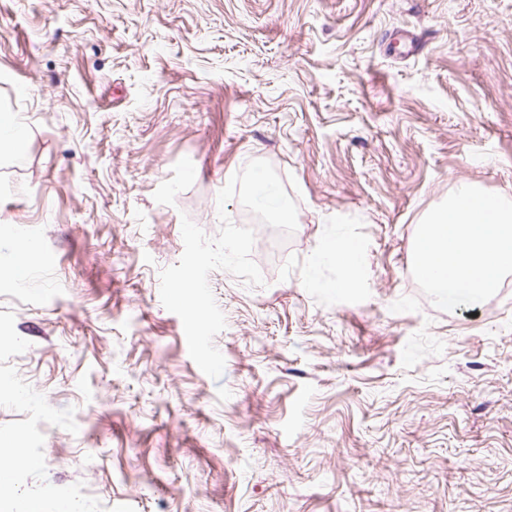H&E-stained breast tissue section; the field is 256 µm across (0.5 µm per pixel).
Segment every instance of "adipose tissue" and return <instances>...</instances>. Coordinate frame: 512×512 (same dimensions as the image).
Segmentation results:
<instances>
[{"instance_id": "adipose-tissue-1", "label": "adipose tissue", "mask_w": 512, "mask_h": 512, "mask_svg": "<svg viewBox=\"0 0 512 512\" xmlns=\"http://www.w3.org/2000/svg\"><path fill=\"white\" fill-rule=\"evenodd\" d=\"M416 266L439 303H475L512 267V200L460 186L432 213L415 247Z\"/></svg>"}]
</instances>
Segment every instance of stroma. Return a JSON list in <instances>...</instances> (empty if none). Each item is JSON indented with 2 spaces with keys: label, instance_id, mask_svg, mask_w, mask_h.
I'll use <instances>...</instances> for the list:
<instances>
[{
  "label": "stroma",
  "instance_id": "1",
  "mask_svg": "<svg viewBox=\"0 0 512 512\" xmlns=\"http://www.w3.org/2000/svg\"><path fill=\"white\" fill-rule=\"evenodd\" d=\"M0 400L9 489L78 512H512V270L436 302L421 225L512 198V0H0ZM270 162L297 204L213 271L221 379L159 272ZM357 243L347 270L326 253ZM27 124L24 118L9 113L0 117V148L19 149L27 139Z\"/></svg>",
  "mask_w": 512,
  "mask_h": 512
}]
</instances>
